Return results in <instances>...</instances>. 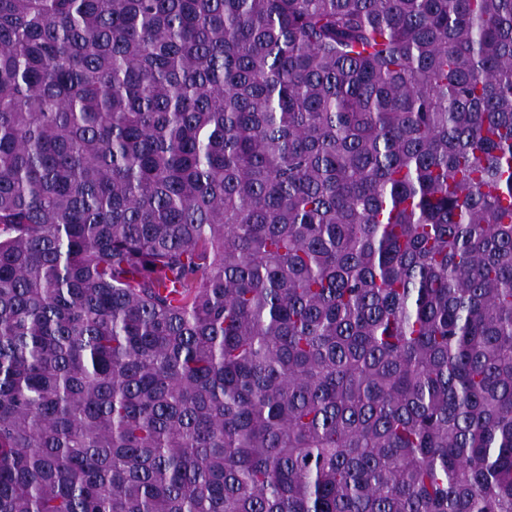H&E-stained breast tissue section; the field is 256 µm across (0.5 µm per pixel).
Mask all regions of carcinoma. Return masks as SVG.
<instances>
[{"instance_id": "carcinoma-1", "label": "carcinoma", "mask_w": 512, "mask_h": 512, "mask_svg": "<svg viewBox=\"0 0 512 512\" xmlns=\"http://www.w3.org/2000/svg\"><path fill=\"white\" fill-rule=\"evenodd\" d=\"M0 512H512V0H0Z\"/></svg>"}]
</instances>
